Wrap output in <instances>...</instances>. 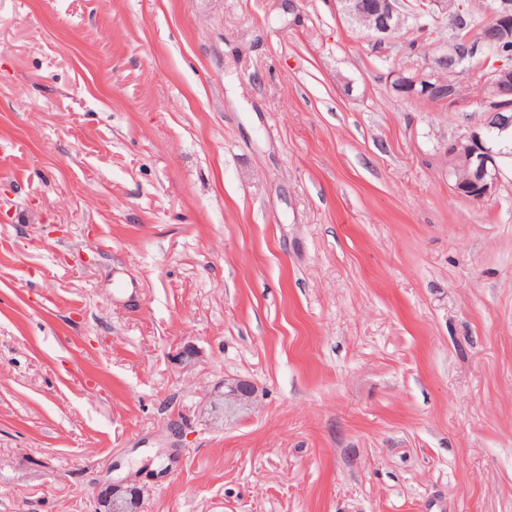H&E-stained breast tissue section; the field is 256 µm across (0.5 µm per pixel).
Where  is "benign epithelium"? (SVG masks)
Returning <instances> with one entry per match:
<instances>
[{"label": "benign epithelium", "mask_w": 512, "mask_h": 512, "mask_svg": "<svg viewBox=\"0 0 512 512\" xmlns=\"http://www.w3.org/2000/svg\"><path fill=\"white\" fill-rule=\"evenodd\" d=\"M341 11L357 23L367 22L368 33L382 44L404 17L401 0H336ZM489 29L484 44L512 41V0H479ZM472 33L460 28L445 45L426 47L427 64L408 74L397 67L387 78L403 99H438L450 105L459 101L457 85L476 84L481 88L483 123L456 138L449 146V157L469 171L468 182H457L458 193L476 201L496 195L501 182L502 153L488 141L512 129V99L502 95L512 91V64L490 63V57L476 60ZM258 398L256 386L246 379L224 380L207 395L203 412L215 423L224 422L253 408ZM142 488L136 483L112 482L98 491L99 512H130Z\"/></svg>", "instance_id": "benign-epithelium-1"}]
</instances>
